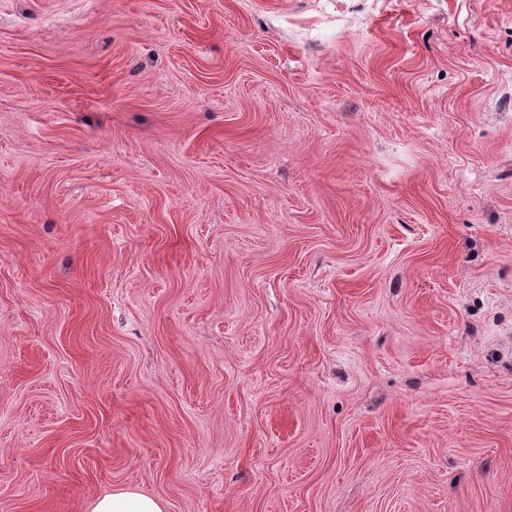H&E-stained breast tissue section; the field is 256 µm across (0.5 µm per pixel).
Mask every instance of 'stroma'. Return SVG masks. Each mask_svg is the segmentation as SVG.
Segmentation results:
<instances>
[{"instance_id": "35a3bbf8", "label": "stroma", "mask_w": 512, "mask_h": 512, "mask_svg": "<svg viewBox=\"0 0 512 512\" xmlns=\"http://www.w3.org/2000/svg\"><path fill=\"white\" fill-rule=\"evenodd\" d=\"M512 512V0H0V512ZM91 512H164V507L158 498L127 489L98 498Z\"/></svg>"}]
</instances>
